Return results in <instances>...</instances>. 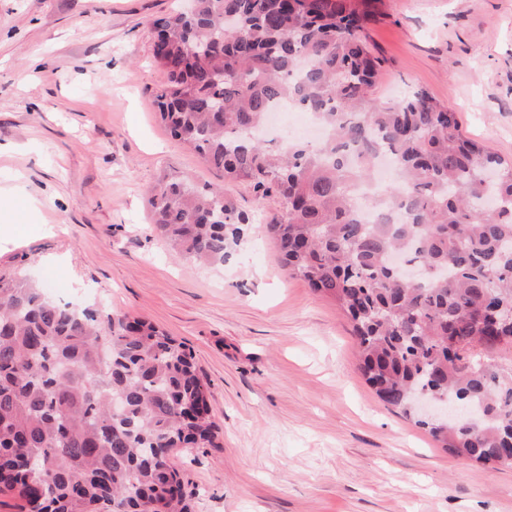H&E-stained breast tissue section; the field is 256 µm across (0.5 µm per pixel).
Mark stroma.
I'll list each match as a JSON object with an SVG mask.
<instances>
[{
  "label": "stroma",
  "instance_id": "obj_1",
  "mask_svg": "<svg viewBox=\"0 0 512 512\" xmlns=\"http://www.w3.org/2000/svg\"><path fill=\"white\" fill-rule=\"evenodd\" d=\"M184 0H0V277L148 318L210 384L215 448L176 450L193 512H512V469L452 455L375 395L344 313L284 268L276 206L173 139L154 22ZM374 95L424 90L512 160V0H384ZM175 170L248 216L221 266L168 253L147 190Z\"/></svg>",
  "mask_w": 512,
  "mask_h": 512
}]
</instances>
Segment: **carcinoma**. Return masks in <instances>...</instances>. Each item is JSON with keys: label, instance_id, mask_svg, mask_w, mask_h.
Returning a JSON list of instances; mask_svg holds the SVG:
<instances>
[{"label": "carcinoma", "instance_id": "carcinoma-1", "mask_svg": "<svg viewBox=\"0 0 512 512\" xmlns=\"http://www.w3.org/2000/svg\"><path fill=\"white\" fill-rule=\"evenodd\" d=\"M155 22V96L170 135L229 183L280 208L266 230L289 274L352 323L360 371L414 414L423 391L470 406L473 428L416 418L451 453L512 467V164L465 138L419 90L374 97L367 26L383 0H192ZM326 130L312 148L246 137L281 102ZM389 154L399 181L350 193ZM147 203L169 250L224 264L249 218L221 190L162 174ZM209 383L186 346L143 319L47 299L0 279V494L17 512H192L176 448H215Z\"/></svg>", "mask_w": 512, "mask_h": 512}]
</instances>
